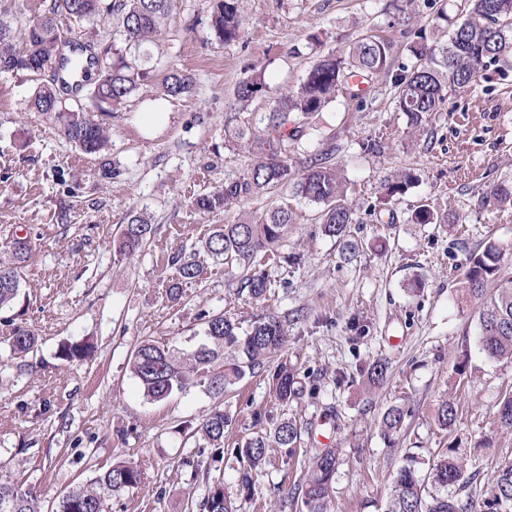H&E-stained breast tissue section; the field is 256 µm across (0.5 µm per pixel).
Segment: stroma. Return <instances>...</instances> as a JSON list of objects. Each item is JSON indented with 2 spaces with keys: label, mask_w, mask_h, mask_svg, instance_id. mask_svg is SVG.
<instances>
[{
  "label": "stroma",
  "mask_w": 512,
  "mask_h": 512,
  "mask_svg": "<svg viewBox=\"0 0 512 512\" xmlns=\"http://www.w3.org/2000/svg\"><path fill=\"white\" fill-rule=\"evenodd\" d=\"M442 4L455 18L464 0H241L243 38L211 45L201 25L211 0H177L156 75L191 73L192 92L166 99L159 86L141 88L106 116L111 142L94 157L76 151L51 115L28 111L29 73L0 76V257L16 231L30 230L37 243L18 299L0 311V358L15 326L38 338L26 365L0 373V484L33 488L49 507L112 463L132 461L143 482L107 498L104 512H197L206 488L190 479L201 444L195 429L220 405L232 418L224 430V491L240 512H306L304 464L284 449H270L250 495L239 489L231 450L256 435L257 413L297 420L309 451L336 449L326 512H385L404 458L426 459L452 442L476 448L479 473L467 492L481 500L512 461V433L493 415L512 388V364L482 351L464 272L487 242L512 243V207L488 196L497 183L512 182V68L491 65L471 86L449 89L440 112L410 130L388 89L414 65L408 46L415 36L447 42L448 27L437 20ZM365 34L393 43L391 70L374 77L364 103L340 98L306 120L290 151L300 166L308 154L333 148L354 208L348 235L356 252L346 255L342 241L323 233L319 206L286 189L225 211H196L194 197L242 176L252 162L236 129L297 85L318 55L348 51ZM259 71L264 89L238 109L240 81ZM160 100L167 121L146 124L148 106ZM369 138L380 141V152L363 151ZM404 171L414 173V186L384 210L385 180ZM422 201L441 223H410ZM278 206L290 208L295 222L277 259L256 261L269 288L254 301L241 291L239 272L214 261L201 242L240 211L259 216ZM136 212L151 217L154 238L142 252L116 257L112 238ZM174 251L203 266L177 304L161 281ZM205 312L244 321L278 316L305 386L301 398L279 404L268 377L257 375L221 399L198 383L146 400L129 369L135 345L149 338L192 348ZM85 338L95 345L91 358H58L62 343ZM376 361L385 363L386 379L371 389L366 372ZM448 398L458 415L445 430L436 412ZM393 404L408 416L388 438L380 419Z\"/></svg>",
  "instance_id": "1"
}]
</instances>
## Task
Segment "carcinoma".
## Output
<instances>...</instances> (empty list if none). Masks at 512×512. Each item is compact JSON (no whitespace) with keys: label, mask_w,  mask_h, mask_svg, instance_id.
Here are the masks:
<instances>
[{"label":"carcinoma","mask_w":512,"mask_h":512,"mask_svg":"<svg viewBox=\"0 0 512 512\" xmlns=\"http://www.w3.org/2000/svg\"><path fill=\"white\" fill-rule=\"evenodd\" d=\"M240 0H213L212 12L205 21L209 39L220 44L240 40L244 18ZM175 0H0V74L26 71L33 77L53 70V81L39 83L30 100V111L54 115L65 139L84 155L95 156L108 146L110 132L97 118L98 112H117L153 77V59L161 50L166 20ZM116 24L124 45L99 49L103 62L90 53L91 41L84 40L86 30ZM416 59L412 69L398 74L392 85L393 109L406 118L407 126L417 129L433 113L441 111L448 89L474 83L489 65L512 56V0H470L466 18L453 24L448 44L428 47L416 43L410 47ZM392 46L364 35L346 54L329 52L317 59L299 84L282 94L260 116L264 134L252 137L251 128L238 129L237 138L250 145L255 161L242 177L227 181L212 191L197 195L192 205L204 213L224 210L252 197L288 188L293 194L320 206L323 232L344 241L353 253L356 244L347 239L353 211L346 202V181L323 153L306 161L302 172L293 169L288 158V140L282 135L288 123H294L292 139L302 138L299 119H307L336 101L348 91L349 99L362 100L351 82L367 81L389 68ZM194 77L172 71L162 82V92L177 98L191 92ZM264 86V76L256 73L237 88V101L247 107ZM63 89L85 90L92 107L72 105L61 94ZM413 181L409 173L396 175L384 184L383 200L390 202L404 193ZM294 221L293 212L275 207L265 215L241 217L232 224L217 226L205 242L209 256L225 267H249L259 255L276 251ZM411 221L434 224L438 216L427 204L418 205ZM154 235L150 217L144 212L131 215L112 242L120 256H132L145 247ZM509 245L488 243L473 254L464 277L468 295L480 302L478 312L479 343L485 355L496 361L512 363V278L501 277V261ZM35 243L28 236L13 234L9 257L0 259V308L10 305L21 288V272L33 256ZM167 296L181 298L184 282L199 278L201 267L192 256L174 252L167 258ZM241 287L255 300L265 296L268 277L253 272ZM201 339L191 349L140 341L129 358L130 371L138 380L143 395L150 401H162L185 390L193 378L207 380V388L216 398L248 375L267 374L276 399L286 405L304 392V386L288 361L280 357L287 332L282 321L271 314L254 317L250 328L240 331V321L218 313L203 315ZM37 337L21 326L9 338L10 357L20 359L35 351ZM94 352L87 340L61 345L58 358L81 362ZM454 401H444L437 410L438 424L446 429L457 419ZM408 411L401 406L388 407L381 418L383 431H400ZM500 427L512 431V391L506 392L494 412ZM232 418L221 408L206 414L197 424L204 445L211 449L207 461L196 464L191 473L194 482L206 485L207 494L197 504L200 512H238L224 494V482L217 472L224 461V429ZM302 427L291 419L275 423L269 431L247 439L240 448L230 449L239 464L240 483L245 491L253 487L254 475L266 462L267 448L275 445L295 454ZM475 453L469 448L448 445L429 463L428 478L419 475V458L406 457L394 480L386 512H512V461L502 465L487 496L478 506L464 494L475 478L472 470ZM339 458L336 450L325 448L309 457L302 484L307 512H324L333 488ZM142 471L133 462H117L89 482L78 485L58 501L53 512H103L106 498L142 483ZM0 512H44L41 498L30 488L0 484Z\"/></svg>","instance_id":"obj_1"}]
</instances>
